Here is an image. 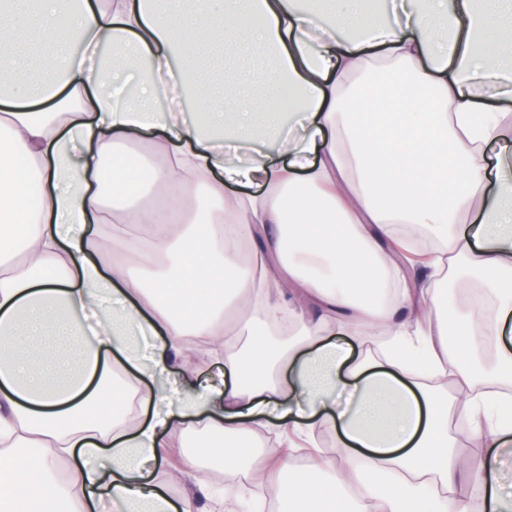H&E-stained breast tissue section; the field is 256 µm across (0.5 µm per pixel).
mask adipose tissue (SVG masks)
Wrapping results in <instances>:
<instances>
[{"mask_svg": "<svg viewBox=\"0 0 512 512\" xmlns=\"http://www.w3.org/2000/svg\"><path fill=\"white\" fill-rule=\"evenodd\" d=\"M312 2L0 0V512H180L210 451L174 458L171 437L199 426L233 468L241 437L277 436L284 512L347 504L361 456L378 512L426 501L421 469L512 512V420L458 461L409 350L454 365L463 424L479 369L448 329L512 383V173L489 155L512 149V0ZM337 221L347 236L305 234ZM400 224L447 243L403 266ZM450 267L477 278L461 312ZM361 327L399 350L352 359ZM203 345L229 382L175 392ZM319 428L342 465L315 447L292 468Z\"/></svg>", "mask_w": 512, "mask_h": 512, "instance_id": "ef3b65f1", "label": "adipose tissue"}]
</instances>
